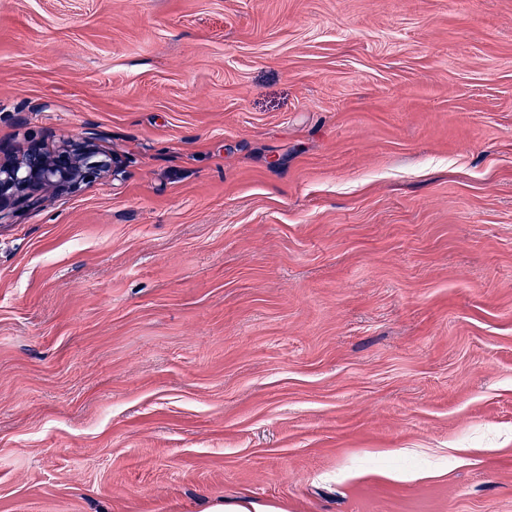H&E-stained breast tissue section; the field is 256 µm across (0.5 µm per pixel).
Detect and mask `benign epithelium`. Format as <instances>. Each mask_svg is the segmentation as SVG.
<instances>
[{
	"mask_svg": "<svg viewBox=\"0 0 512 512\" xmlns=\"http://www.w3.org/2000/svg\"><path fill=\"white\" fill-rule=\"evenodd\" d=\"M118 168V158L101 157L90 137L55 154L31 143L17 160L0 163V220L17 205L36 204L37 192L47 187L74 192L82 183Z\"/></svg>",
	"mask_w": 512,
	"mask_h": 512,
	"instance_id": "7a95c632",
	"label": "benign epithelium"
}]
</instances>
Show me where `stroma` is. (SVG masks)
Segmentation results:
<instances>
[{
	"label": "stroma",
	"mask_w": 512,
	"mask_h": 512,
	"mask_svg": "<svg viewBox=\"0 0 512 512\" xmlns=\"http://www.w3.org/2000/svg\"><path fill=\"white\" fill-rule=\"evenodd\" d=\"M0 512H512V0H0ZM92 139L72 143L55 154L45 151L40 143H31L17 160L0 162V220L17 205H35L37 192L44 188L74 192L83 182L96 179L111 168L116 171L118 158L101 157Z\"/></svg>",
	"instance_id": "obj_1"
}]
</instances>
